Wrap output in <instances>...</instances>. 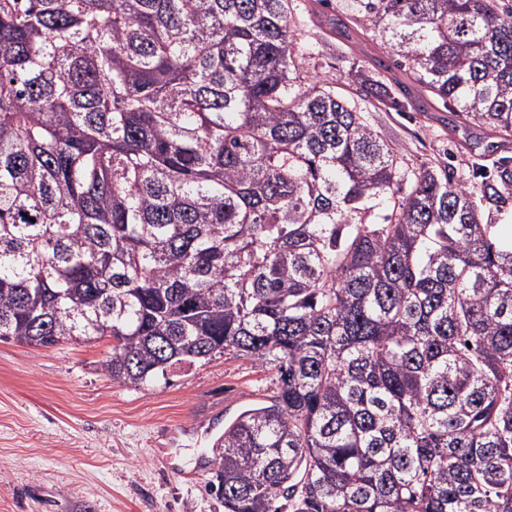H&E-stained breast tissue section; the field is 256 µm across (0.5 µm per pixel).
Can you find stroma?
<instances>
[{
    "label": "stroma",
    "instance_id": "stroma-1",
    "mask_svg": "<svg viewBox=\"0 0 512 512\" xmlns=\"http://www.w3.org/2000/svg\"><path fill=\"white\" fill-rule=\"evenodd\" d=\"M324 55L348 80L338 53L378 69L388 55L357 33L336 34ZM410 164L451 162L475 183L512 159V138L486 134L495 151L471 150L444 107L369 112ZM111 338L35 349L0 341V512H224L209 486L215 440L241 412L270 404L273 364L233 351L140 387L112 382L101 362Z\"/></svg>",
    "mask_w": 512,
    "mask_h": 512
}]
</instances>
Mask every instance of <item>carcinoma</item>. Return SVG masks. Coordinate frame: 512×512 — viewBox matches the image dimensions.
<instances>
[{
    "label": "carcinoma",
    "instance_id": "carcinoma-1",
    "mask_svg": "<svg viewBox=\"0 0 512 512\" xmlns=\"http://www.w3.org/2000/svg\"><path fill=\"white\" fill-rule=\"evenodd\" d=\"M406 68L320 75L297 0H0V341L110 337L150 384L279 373L214 443L224 512H512V246L363 112L512 136V5L342 0Z\"/></svg>",
    "mask_w": 512,
    "mask_h": 512
}]
</instances>
